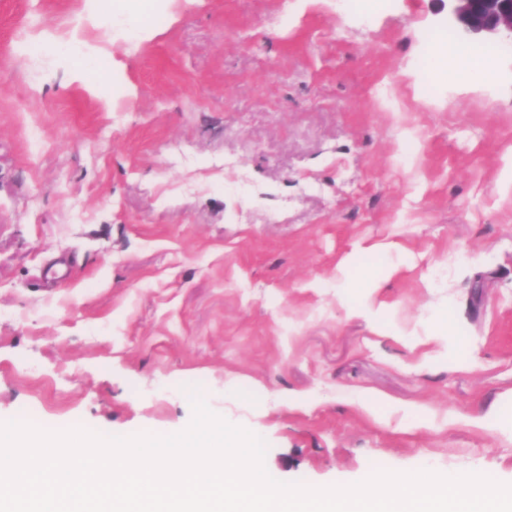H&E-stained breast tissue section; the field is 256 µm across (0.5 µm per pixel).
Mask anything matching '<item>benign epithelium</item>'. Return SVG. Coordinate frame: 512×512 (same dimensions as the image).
<instances>
[{
    "instance_id": "benign-epithelium-1",
    "label": "benign epithelium",
    "mask_w": 512,
    "mask_h": 512,
    "mask_svg": "<svg viewBox=\"0 0 512 512\" xmlns=\"http://www.w3.org/2000/svg\"><path fill=\"white\" fill-rule=\"evenodd\" d=\"M448 20L466 37H512V0H448Z\"/></svg>"
}]
</instances>
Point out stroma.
Returning a JSON list of instances; mask_svg holds the SVG:
<instances>
[{
	"label": "stroma",
	"mask_w": 512,
	"mask_h": 512,
	"mask_svg": "<svg viewBox=\"0 0 512 512\" xmlns=\"http://www.w3.org/2000/svg\"><path fill=\"white\" fill-rule=\"evenodd\" d=\"M0 0V421L169 435L275 479L512 484V50L419 76L443 0ZM98 49L91 87L58 50Z\"/></svg>",
	"instance_id": "obj_1"
}]
</instances>
